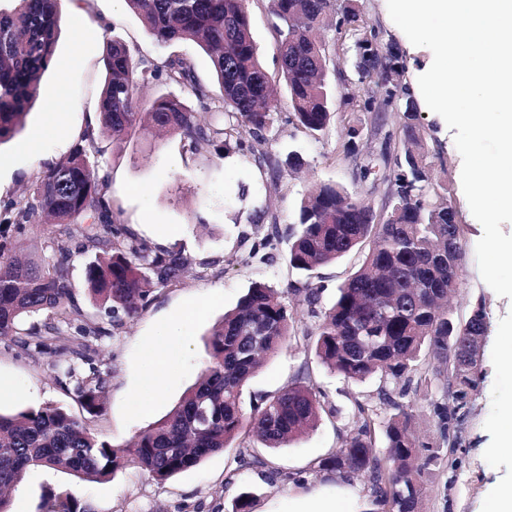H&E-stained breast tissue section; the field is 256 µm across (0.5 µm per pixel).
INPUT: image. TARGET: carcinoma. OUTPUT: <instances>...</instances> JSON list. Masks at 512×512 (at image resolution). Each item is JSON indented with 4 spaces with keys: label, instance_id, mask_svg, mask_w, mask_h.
<instances>
[{
    "label": "carcinoma",
    "instance_id": "1",
    "mask_svg": "<svg viewBox=\"0 0 512 512\" xmlns=\"http://www.w3.org/2000/svg\"><path fill=\"white\" fill-rule=\"evenodd\" d=\"M0 8V144L23 127L35 104L42 75L55 55L61 0H10ZM160 44L192 41L211 58L224 103L220 122L203 124L178 97L157 96L141 111L137 91L153 81L185 87L202 104L210 90L193 80L190 63L179 56L158 66L135 59L129 46L106 41V81L97 103L99 128L113 146L154 132L180 136L195 153L219 141L224 151L254 155L267 144L273 127L275 84L253 38L249 0H126ZM277 25L278 80L292 109L288 121L310 132L323 131L330 119L332 90L320 29L325 15L336 14L341 34L358 21L355 9L335 0H269ZM399 52L377 42L375 29L361 46L356 68L380 89L359 106L373 111L404 101L400 148L389 167V207L383 221L369 202L336 183H323L301 200L297 230L291 234L288 261L301 274L331 264L356 248L367 247L358 269L340 286L331 306H321L325 286L305 280L291 291L303 295L311 328L303 339L331 371L353 382L371 378L399 386L398 395L434 381L440 397L430 404L435 433L421 438L414 415L391 393L383 404L394 413L384 426L386 459L375 453V410L353 404L354 426L336 452L313 466L315 473L341 479L363 476L369 482L370 508L363 512H422L424 486L444 449L457 443L456 428L481 380L477 358L487 333V311L478 300L462 321L448 308L458 288L461 227L448 187L432 185L427 150L417 130L418 103L400 79ZM82 141L93 143V133ZM86 145L46 168L29 193L11 201L0 219V338H8L26 358H49L56 384L74 392L83 411L102 415L108 375L97 367V350L84 341L106 334L85 321L73 298L68 259L73 250L97 245L85 268L91 300L112 322L146 308L153 292L151 271L162 282H178L189 260L179 252L155 250L121 223L112 209L107 184L92 169ZM42 213L56 224H75V233L53 241L55 260L40 263L25 253L22 239L32 218ZM41 323L27 324L36 316ZM298 332L294 313L280 291L256 282L224 314L206 339L209 360L197 381L162 419L130 442L115 446L91 432L64 406L0 413V512H10L9 491L31 469L64 468L85 482L101 483L126 468L163 481L224 451L245 434L265 448H285L315 428L325 394L306 379L255 398L243 410V388L264 357L279 351ZM247 465L264 467L249 443L238 444ZM48 512H89L72 494L49 496Z\"/></svg>",
    "mask_w": 512,
    "mask_h": 512
}]
</instances>
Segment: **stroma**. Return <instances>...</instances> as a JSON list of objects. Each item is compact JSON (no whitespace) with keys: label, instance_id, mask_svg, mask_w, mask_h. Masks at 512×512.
Here are the masks:
<instances>
[{"label":"stroma","instance_id":"1","mask_svg":"<svg viewBox=\"0 0 512 512\" xmlns=\"http://www.w3.org/2000/svg\"><path fill=\"white\" fill-rule=\"evenodd\" d=\"M357 14L355 31L338 37L326 26L322 39L330 51L333 82L332 118L327 128L313 134L286 123L290 112L288 92L278 87L274 102L276 121L269 133L264 158L250 154H221L214 145L186 151L179 136L140 140L118 150L110 137H95L90 160L108 186L112 206L138 238L155 249H178L191 261L188 272L174 285L154 282L150 304L121 325L110 326L85 295V266L93 250L73 251L69 267L75 300L86 320L109 326L99 342V360L110 372L105 392V412L92 422L93 432L115 445L128 443L136 434L164 417L191 386L208 361L204 337L224 314L234 308L253 282L263 281L281 291L289 309L302 304L290 292L300 275L288 262V236L294 228L299 203L320 182H336L349 192L366 197L377 216H384L386 182H361L359 170L367 157L379 154L388 135L399 131L400 103L384 108L381 120L349 104V95L375 93L376 88L357 80L354 42L362 31L375 29L381 44L399 50L402 79L417 87L418 78L433 62L430 49L413 45L392 21L387 0H349ZM85 22L75 26L69 12H61L53 64L42 77L39 98L21 131L0 144V211L27 187L37 173L65 159L82 134L96 127L97 100L104 84V43L122 38L134 56L164 62L180 56L190 61L199 82L215 87L209 56L195 43L158 44L125 0H84ZM253 36L265 68L277 74V35L268 0L249 4ZM357 121L364 127L355 152H347L346 126ZM419 129L424 134L435 182L448 186L461 225L463 260L459 286L453 298L457 318L467 319L473 304L484 300L488 330L481 367L483 379L470 409L458 427L459 447L435 467L423 501L424 512H490L496 492L512 483V447H499L498 421L502 406L512 400V300L497 295L481 278L476 245L483 229L472 215L461 184L462 158L454 132L444 119L419 107ZM301 156L305 166L289 173L290 156ZM278 228L280 238L267 260L251 257V238ZM200 312L185 333L192 339L179 362L176 376L162 377L161 393L151 411L136 413L132 397L149 370L147 351L160 327L185 308ZM307 374L327 395L329 412L312 431L285 448H259L270 467L283 471H308V483L298 487L269 479L266 471L241 465L237 448L210 456L198 466L165 481L133 469L119 472L110 482L80 481L58 469H34L10 494L11 512H43L48 493L70 492L94 512H232L242 489L253 495L251 512H288V501L319 491L344 501L347 512H362L369 495L363 477L344 481L313 473V465L340 446L338 435L353 424L354 400H361L386 421L388 407L380 401L381 383L345 380L317 359L310 344H284L267 359L244 388L243 403L253 396L273 393ZM0 378L16 383L21 393L0 402L10 413L47 403L65 406L82 416L81 406L55 383L47 360L18 356L9 340L0 339ZM340 415H333V408Z\"/></svg>","mask_w":512,"mask_h":512}]
</instances>
